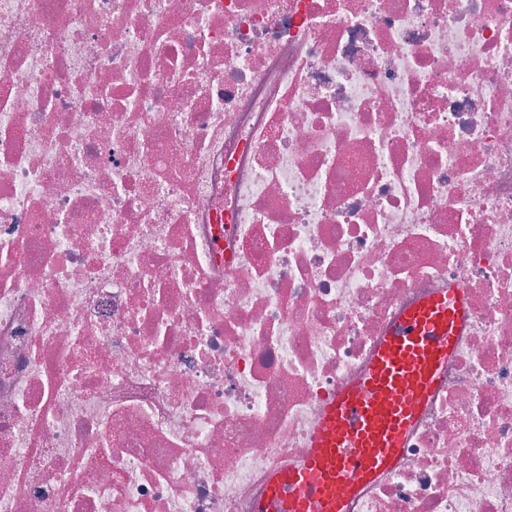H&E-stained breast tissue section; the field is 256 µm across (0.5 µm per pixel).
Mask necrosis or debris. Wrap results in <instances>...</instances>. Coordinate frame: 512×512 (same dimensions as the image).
<instances>
[{"instance_id":"obj_1","label":"necrosis or debris","mask_w":512,"mask_h":512,"mask_svg":"<svg viewBox=\"0 0 512 512\" xmlns=\"http://www.w3.org/2000/svg\"><path fill=\"white\" fill-rule=\"evenodd\" d=\"M454 286L346 512H512V0H0V512H255Z\"/></svg>"}]
</instances>
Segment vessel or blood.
<instances>
[{
	"label": "vessel or blood",
	"instance_id": "obj_1",
	"mask_svg": "<svg viewBox=\"0 0 512 512\" xmlns=\"http://www.w3.org/2000/svg\"><path fill=\"white\" fill-rule=\"evenodd\" d=\"M452 288L400 319L369 373L327 404L300 466L276 472L256 512H343L338 488L392 468L424 397L433 390L465 316Z\"/></svg>",
	"mask_w": 512,
	"mask_h": 512
}]
</instances>
